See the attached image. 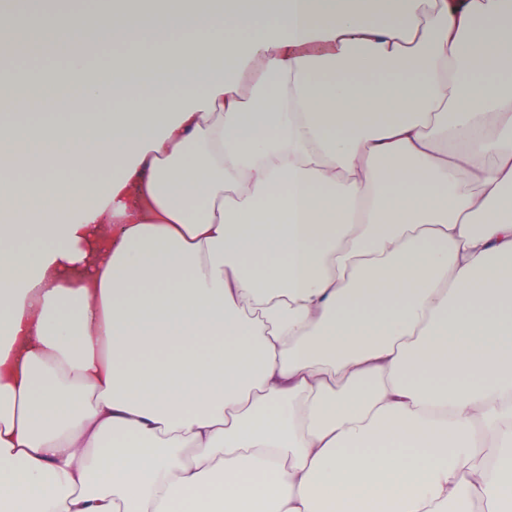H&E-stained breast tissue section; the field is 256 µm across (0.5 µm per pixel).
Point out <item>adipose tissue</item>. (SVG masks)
<instances>
[{
	"label": "adipose tissue",
	"instance_id": "adipose-tissue-1",
	"mask_svg": "<svg viewBox=\"0 0 512 512\" xmlns=\"http://www.w3.org/2000/svg\"><path fill=\"white\" fill-rule=\"evenodd\" d=\"M375 9L0 18L250 62L0 77V512H512V0ZM140 38L143 42L149 45V49H154L160 54V59L157 65L148 71L142 70L135 65H124L123 62L118 64L109 63V69L106 71L93 70L84 75H72L63 69L62 62L59 66L52 67L51 69H44L43 65L35 67L39 72L31 77H43L55 80L64 84H74L89 77L103 73V77L108 80H115L124 84L132 86L149 87L153 84L162 82L167 74V70L172 66H181L191 68L202 64H213L223 66L226 73L237 74L245 70L248 66L245 60L242 59H224L223 62L202 60L192 56H186L176 61H171L161 55H166L171 52V46L157 41V35L145 31L141 33Z\"/></svg>",
	"mask_w": 512,
	"mask_h": 512
}]
</instances>
